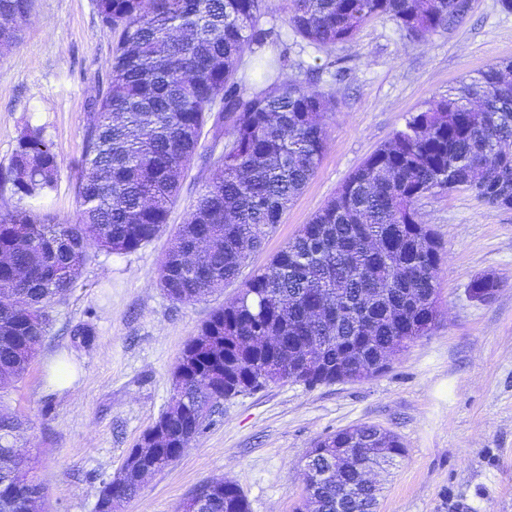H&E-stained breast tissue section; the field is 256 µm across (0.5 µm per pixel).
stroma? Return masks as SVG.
<instances>
[{
    "label": "stroma",
    "mask_w": 512,
    "mask_h": 512,
    "mask_svg": "<svg viewBox=\"0 0 512 512\" xmlns=\"http://www.w3.org/2000/svg\"><path fill=\"white\" fill-rule=\"evenodd\" d=\"M467 4L461 18L422 41L378 16L352 41L319 48L284 27L289 0H270L263 22L281 28L288 74L319 67L313 87L335 107L324 117L326 148L314 175L250 254L243 277L263 270L429 102L512 60V11L500 0ZM112 49L92 0H35L21 40L0 54V167L24 123L42 126L62 165L57 190L41 207L60 222L79 208L89 102L106 83ZM208 177V165L195 160L170 230L183 224ZM416 208L444 248L436 274L441 317L432 332L366 381L280 382L225 400L180 459L149 475L121 512H178L195 488L216 479L236 483L251 512H298L309 448L360 424L395 434L405 448L382 478L377 512H460L464 503L470 512H512V209L442 189ZM170 230L131 253H97L54 304L27 375L0 403L31 421L21 452L48 489L46 512H94L100 490L167 409L185 342L237 294L233 283L193 303L172 302L155 282ZM486 273L500 281L495 297L470 301V282ZM63 361L76 371L71 391L52 382Z\"/></svg>",
    "instance_id": "obj_1"
}]
</instances>
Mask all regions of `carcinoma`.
I'll return each mask as SVG.
<instances>
[{"label":"carcinoma","instance_id":"cac0c4a2","mask_svg":"<svg viewBox=\"0 0 512 512\" xmlns=\"http://www.w3.org/2000/svg\"><path fill=\"white\" fill-rule=\"evenodd\" d=\"M35 0H0V45H14ZM116 37L107 87L91 100L74 218L59 222L23 205L58 184L61 162L44 128L26 124L0 187V389L26 374L56 299L75 287L95 250L130 253L161 235L180 176L203 137L223 144L212 175L173 236L158 283L173 302H196L239 280L282 212L313 176L326 145L331 97L285 73L281 32L265 27L268 0H93ZM385 16L417 40L462 16L457 0H291L285 24L322 47L351 41ZM258 76L244 74L245 56ZM473 190L493 207L512 204V62L479 73L458 94L431 102L355 169L336 195L237 296L212 311L185 345L174 394L160 415L164 438L152 472L173 465L226 399L287 382L294 354L342 375L369 372L380 349L425 336L439 308L441 245L415 202L434 189ZM27 418L0 410V512H33L28 471L14 449ZM352 444L354 458L310 492L303 512H368L381 490L361 484L368 467L403 456L399 438L359 425L318 440L306 466L324 470L323 450ZM129 471L99 499L133 497ZM181 512H250L230 481L191 496Z\"/></svg>","mask_w":512,"mask_h":512}]
</instances>
